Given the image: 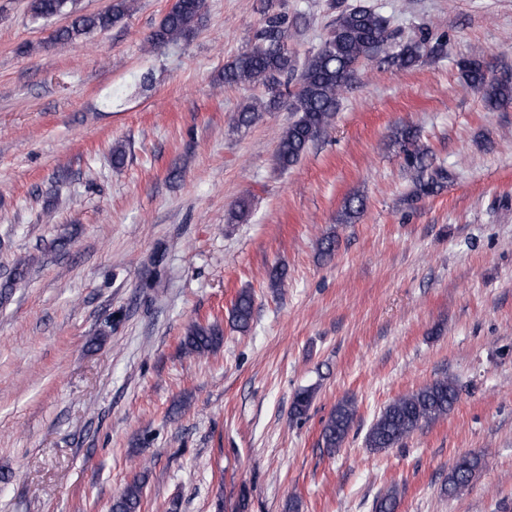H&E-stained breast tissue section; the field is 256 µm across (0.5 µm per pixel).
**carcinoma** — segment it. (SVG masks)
<instances>
[{
	"instance_id": "cac0c4a2",
	"label": "carcinoma",
	"mask_w": 512,
	"mask_h": 512,
	"mask_svg": "<svg viewBox=\"0 0 512 512\" xmlns=\"http://www.w3.org/2000/svg\"><path fill=\"white\" fill-rule=\"evenodd\" d=\"M68 0H32L31 10L40 18H51L65 11ZM128 0H116L109 9L79 15L72 24L57 32L55 39L74 41L94 31H106L122 22L128 13ZM205 0H182L172 7L149 36L155 47H163L189 39L203 24ZM288 15L265 11L261 27L251 45L224 67V83L244 87L261 86L267 98L245 106L237 113L236 124L251 125L259 110L274 111L282 107L292 114V121L282 132L276 149L278 166L286 170L294 166L310 144L331 126L340 96L355 79L358 66L380 55L399 70L413 69L443 49V41H432L430 33L420 29L402 39L389 29L387 20L370 6L360 5L337 12L327 36L306 56L302 67L296 66L288 48ZM466 86L476 92L485 107L494 111L512 104V73L500 74L483 62L463 59L459 62ZM399 140L407 166L414 174L416 195H429L444 173L425 176L424 152L417 143L416 132L403 130ZM252 294L241 291L233 305L232 319L237 328L249 327L253 316ZM224 341L214 325L190 326L181 342V352L188 357L205 356L218 350ZM456 382L442 376L419 389L393 400L371 425L367 447L374 451L400 447L417 430L448 415L458 400ZM314 392L298 391L292 414L296 419L308 412ZM353 403L343 400L325 420L321 440L324 447L336 449L344 444L354 422ZM477 456H463L448 472L444 491L453 496L468 486L481 468ZM398 490L390 487L377 497L375 512H395ZM142 488L133 482L114 498L112 512H141Z\"/></svg>"
}]
</instances>
